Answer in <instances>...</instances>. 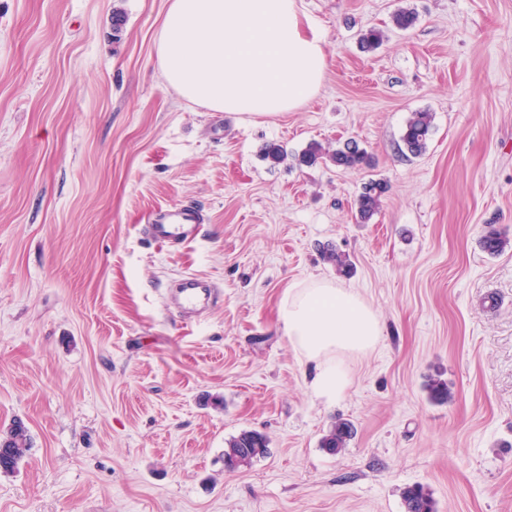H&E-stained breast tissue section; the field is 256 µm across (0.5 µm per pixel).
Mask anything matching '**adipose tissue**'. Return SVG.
Wrapping results in <instances>:
<instances>
[{
	"label": "adipose tissue",
	"mask_w": 512,
	"mask_h": 512,
	"mask_svg": "<svg viewBox=\"0 0 512 512\" xmlns=\"http://www.w3.org/2000/svg\"><path fill=\"white\" fill-rule=\"evenodd\" d=\"M155 53L165 82L185 99L230 115L271 119L318 94L328 56L304 28L300 0H170ZM277 319L314 367L310 389L336 401L349 385L346 354L380 341L377 313L328 280L285 289Z\"/></svg>",
	"instance_id": "ef3b65f1"
}]
</instances>
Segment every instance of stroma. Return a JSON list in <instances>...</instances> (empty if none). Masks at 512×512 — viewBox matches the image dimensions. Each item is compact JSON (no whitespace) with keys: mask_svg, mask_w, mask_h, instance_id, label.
Segmentation results:
<instances>
[{"mask_svg":"<svg viewBox=\"0 0 512 512\" xmlns=\"http://www.w3.org/2000/svg\"><path fill=\"white\" fill-rule=\"evenodd\" d=\"M301 3L328 55L322 88L250 120L165 83L168 0H0V430L21 419L32 444L0 473V512H404L414 485L437 512H512V244L480 246L490 224L512 240V0ZM401 8L417 15L404 32ZM371 27L388 39L366 53ZM415 112L433 133L406 158ZM350 137L371 169L262 157ZM372 178L389 190L361 224ZM182 203L210 217L196 240L143 235L152 209ZM188 274L221 292L190 320L165 306ZM314 278L383 325L344 357L331 404L276 319L283 290ZM339 418L355 434L331 454ZM244 430L268 452L227 470ZM433 128V116L429 112H415L406 122L398 145L402 155L418 156L427 147Z\"/></svg>","mask_w":512,"mask_h":512,"instance_id":"35a3bbf8","label":"stroma"}]
</instances>
